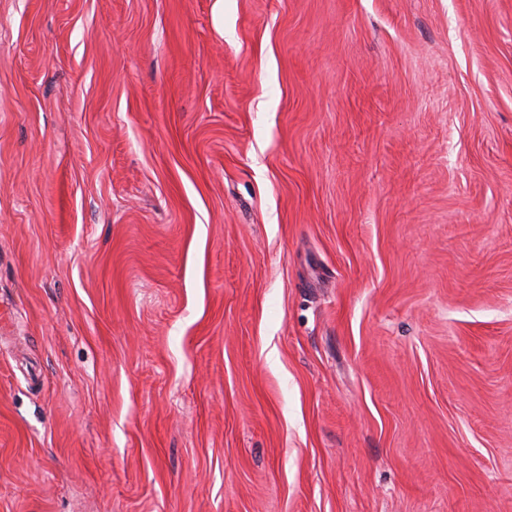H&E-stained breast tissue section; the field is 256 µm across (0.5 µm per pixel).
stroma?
Wrapping results in <instances>:
<instances>
[{
    "label": "stroma",
    "instance_id": "obj_1",
    "mask_svg": "<svg viewBox=\"0 0 512 512\" xmlns=\"http://www.w3.org/2000/svg\"><path fill=\"white\" fill-rule=\"evenodd\" d=\"M0 512H512V0H0Z\"/></svg>",
    "mask_w": 512,
    "mask_h": 512
}]
</instances>
